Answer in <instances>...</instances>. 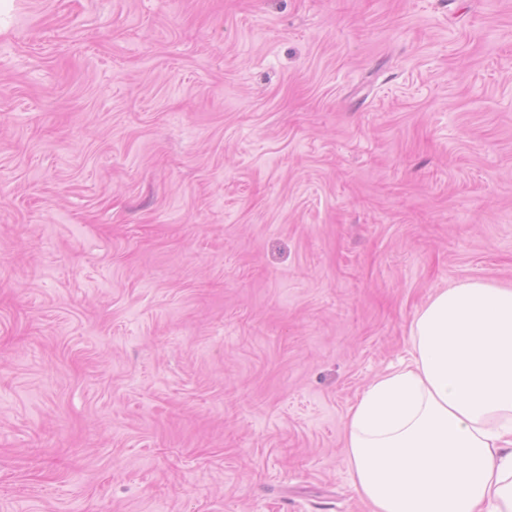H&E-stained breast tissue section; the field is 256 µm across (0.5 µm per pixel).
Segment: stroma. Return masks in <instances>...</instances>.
Wrapping results in <instances>:
<instances>
[{"mask_svg": "<svg viewBox=\"0 0 512 512\" xmlns=\"http://www.w3.org/2000/svg\"><path fill=\"white\" fill-rule=\"evenodd\" d=\"M512 286V0H9L0 512H367L349 407Z\"/></svg>", "mask_w": 512, "mask_h": 512, "instance_id": "stroma-1", "label": "stroma"}]
</instances>
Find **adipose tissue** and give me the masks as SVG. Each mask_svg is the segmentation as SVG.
Instances as JSON below:
<instances>
[{"label":"adipose tissue","mask_w":512,"mask_h":512,"mask_svg":"<svg viewBox=\"0 0 512 512\" xmlns=\"http://www.w3.org/2000/svg\"><path fill=\"white\" fill-rule=\"evenodd\" d=\"M409 338L348 412L355 491L369 512H512V287L438 289Z\"/></svg>","instance_id":"ef3b65f1"}]
</instances>
